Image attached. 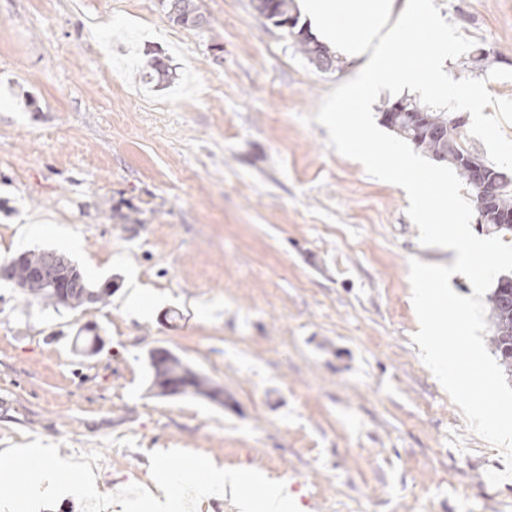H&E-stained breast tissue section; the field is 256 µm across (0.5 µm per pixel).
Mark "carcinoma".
Returning a JSON list of instances; mask_svg holds the SVG:
<instances>
[{
  "label": "carcinoma",
  "mask_w": 512,
  "mask_h": 512,
  "mask_svg": "<svg viewBox=\"0 0 512 512\" xmlns=\"http://www.w3.org/2000/svg\"><path fill=\"white\" fill-rule=\"evenodd\" d=\"M255 10L275 25L286 28L291 15L289 4L292 0H253ZM168 17L178 25L188 28H201L207 24V17L201 11L198 0H160ZM299 51L313 64H318L319 47L308 39L305 26L294 24L287 28ZM169 65L160 57H152L147 62L144 77L148 82L158 84L169 81ZM408 106L411 112H395L386 126L409 141L415 148L428 156H441L440 162L452 165L474 191H479L472 178L474 168H489L491 164L469 150L465 144L463 131L454 123V117L446 112L420 106L412 101ZM512 181L499 186L497 197L491 209L485 213V226L495 232H511L512 220ZM49 251L25 252L12 258L15 262L10 282L21 288L29 299H44L54 306L76 309L86 303H96L111 295L107 288L91 287L80 269L64 254L59 257L74 271V280L65 289L52 288V271L41 272L45 256ZM491 312L493 353L506 370L512 372V280L498 279L495 288L488 296ZM148 365L152 371V386L161 396L200 395L213 402L217 401L216 388L207 384L197 372L185 366L179 357L170 351L154 350L148 355Z\"/></svg>",
  "instance_id": "1"
}]
</instances>
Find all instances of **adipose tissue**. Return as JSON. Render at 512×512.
Listing matches in <instances>:
<instances>
[{"label": "adipose tissue", "mask_w": 512, "mask_h": 512, "mask_svg": "<svg viewBox=\"0 0 512 512\" xmlns=\"http://www.w3.org/2000/svg\"><path fill=\"white\" fill-rule=\"evenodd\" d=\"M318 39L358 65L357 79L336 102L337 112L360 108L382 87L448 94L468 103L481 90L442 75L448 39L420 0H297Z\"/></svg>", "instance_id": "1"}]
</instances>
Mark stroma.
Segmentation results:
<instances>
[{"instance_id": "35a3bbf8", "label": "stroma", "mask_w": 512, "mask_h": 512, "mask_svg": "<svg viewBox=\"0 0 512 512\" xmlns=\"http://www.w3.org/2000/svg\"><path fill=\"white\" fill-rule=\"evenodd\" d=\"M0 0V261L56 250L105 301L54 310L0 283V450L41 439L100 454V493L152 487L153 450L293 480L328 512H512L501 451L468 427L414 342L403 190L303 117L355 64L321 70L251 0ZM441 68L512 100V0H427ZM173 70L145 82L152 55ZM465 138L512 175V125ZM96 326L104 345L75 338ZM165 348L223 403L161 397ZM160 3L168 17L178 25L196 29L208 23L198 0H160Z\"/></svg>"}]
</instances>
